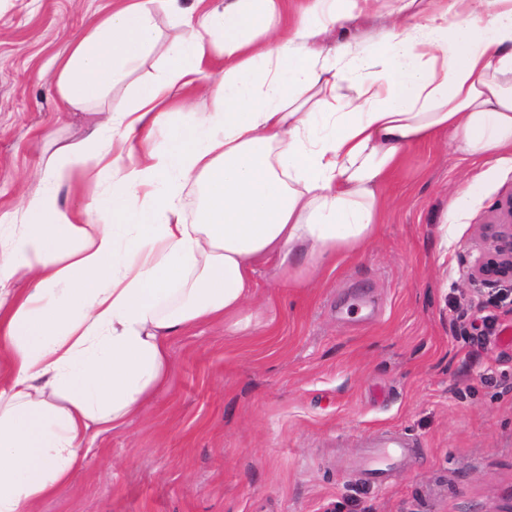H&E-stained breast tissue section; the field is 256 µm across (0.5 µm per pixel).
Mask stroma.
Segmentation results:
<instances>
[{"mask_svg": "<svg viewBox=\"0 0 512 512\" xmlns=\"http://www.w3.org/2000/svg\"><path fill=\"white\" fill-rule=\"evenodd\" d=\"M106 3L0 0V222L20 223L56 148L82 134L48 67ZM155 18V50L108 108L162 77L172 40L189 37L164 9ZM510 194V159L442 139L409 149L367 244L302 286L257 264L249 327L175 337L165 386L36 512H512V285L470 277L480 226ZM386 431L413 448L377 485L358 461Z\"/></svg>", "mask_w": 512, "mask_h": 512, "instance_id": "35a3bbf8", "label": "stroma"}]
</instances>
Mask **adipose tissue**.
<instances>
[{
    "mask_svg": "<svg viewBox=\"0 0 512 512\" xmlns=\"http://www.w3.org/2000/svg\"><path fill=\"white\" fill-rule=\"evenodd\" d=\"M202 2L116 0L55 62L59 108L90 122L0 233V512L57 494L90 439L141 413L172 338L235 327L256 260L300 283L370 239L410 147L445 135L512 158V0H393L375 58L341 34L378 0H307L287 24V0ZM159 3L198 33L108 110L157 42ZM177 87L212 110L175 122ZM81 178L107 182L111 209L59 205Z\"/></svg>",
    "mask_w": 512,
    "mask_h": 512,
    "instance_id": "adipose-tissue-1",
    "label": "adipose tissue"
}]
</instances>
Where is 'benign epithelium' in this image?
<instances>
[{
	"label": "benign epithelium",
	"instance_id": "benign-epithelium-1",
	"mask_svg": "<svg viewBox=\"0 0 512 512\" xmlns=\"http://www.w3.org/2000/svg\"><path fill=\"white\" fill-rule=\"evenodd\" d=\"M486 253L471 266L472 279L485 285L512 282V194L501 201L483 225Z\"/></svg>",
	"mask_w": 512,
	"mask_h": 512
}]
</instances>
